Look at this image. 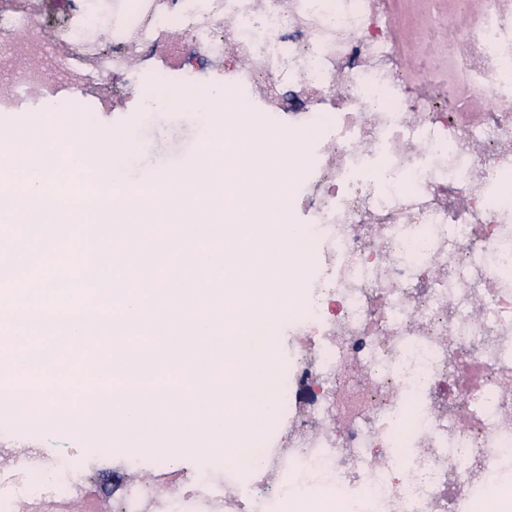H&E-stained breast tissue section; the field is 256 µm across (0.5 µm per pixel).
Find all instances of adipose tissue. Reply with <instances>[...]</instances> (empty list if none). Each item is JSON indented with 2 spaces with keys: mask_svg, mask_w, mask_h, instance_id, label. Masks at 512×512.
Wrapping results in <instances>:
<instances>
[{
  "mask_svg": "<svg viewBox=\"0 0 512 512\" xmlns=\"http://www.w3.org/2000/svg\"><path fill=\"white\" fill-rule=\"evenodd\" d=\"M145 108L150 112H175L186 105L206 117L208 133L213 137L224 135V113L237 109L238 104L223 80L217 79L202 87H149L143 93Z\"/></svg>",
  "mask_w": 512,
  "mask_h": 512,
  "instance_id": "1",
  "label": "adipose tissue"
}]
</instances>
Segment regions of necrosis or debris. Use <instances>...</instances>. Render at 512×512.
<instances>
[{"mask_svg":"<svg viewBox=\"0 0 512 512\" xmlns=\"http://www.w3.org/2000/svg\"><path fill=\"white\" fill-rule=\"evenodd\" d=\"M137 3L108 47L91 7L50 23L0 9V61L42 55L50 38L80 63L13 66L0 112L94 96L173 29L223 61L232 21L234 89L261 90L269 146L293 136L292 189L269 209L290 216L304 199L291 254L317 330L289 328L277 372L287 446L264 440L245 483L228 463L178 484L156 452L154 483L120 512H325L331 487L336 512H470L493 487L512 512V193H491L512 172V0L449 13L453 39L423 42L443 58L420 71L439 101L391 65L389 0ZM285 477L307 486L301 502L274 494ZM88 494L69 460L40 448L0 467V512Z\"/></svg>","mask_w":512,"mask_h":512,"instance_id":"obj_1","label":"necrosis or debris"}]
</instances>
